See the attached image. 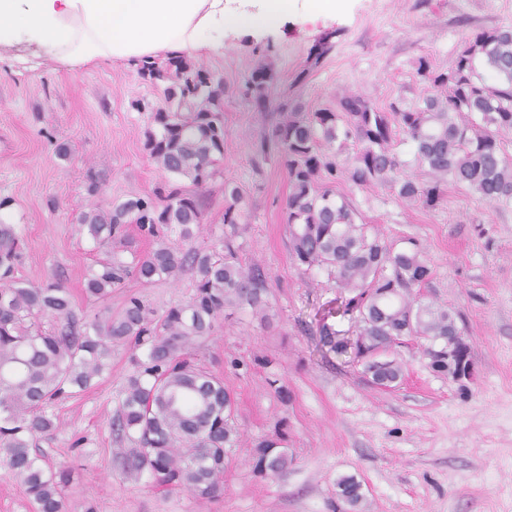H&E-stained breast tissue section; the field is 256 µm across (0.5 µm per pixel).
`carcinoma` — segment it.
<instances>
[{
  "mask_svg": "<svg viewBox=\"0 0 512 512\" xmlns=\"http://www.w3.org/2000/svg\"><path fill=\"white\" fill-rule=\"evenodd\" d=\"M140 78L161 91L164 104L151 108L153 128L145 149L165 178L152 194L108 209L87 203L78 217L97 249L108 258L91 269L85 292L102 303L93 318L76 314L70 294L58 283L33 286L15 276L18 238L0 224V465L15 473L33 512H65L70 470H47L34 449L54 428L48 408L88 389L109 369L112 346L131 343L133 371L111 422L112 431L135 447L119 451L128 477H146L165 494L185 490L201 500L224 493L227 449L237 439L236 401L224 379L195 362L192 352L210 336L226 311L251 309L261 325L274 327L269 277L259 265L243 268L235 244L243 213L237 188L224 185L221 251L192 246L202 223L209 184L224 158V81L183 54L143 61ZM416 74L429 90L408 105L396 100L385 110L350 92L336 107L306 112L297 102L279 106V118L257 145L277 154L288 174V249L306 272L324 271L344 296L318 324L322 356H344L361 366L373 386L396 387L403 366L391 353L408 337L423 341L428 367L453 377L461 363L448 361V346L463 334L458 313L422 301L418 289L432 270L417 247L383 238L332 184L346 180L360 189L389 185L407 203L434 209L448 185L484 200L512 204V162L500 133L512 130V27L477 32L465 39L454 65L438 70L418 61ZM272 73L252 71L246 92L266 102ZM404 135L415 161L430 180L403 175L406 162L395 151ZM353 155L343 157L348 143ZM152 243L132 248L127 226ZM176 231L185 249L167 243ZM128 252L131 261L119 257ZM195 274L193 293L159 315L141 296H127L116 312L107 305L112 289L134 277L149 285ZM340 317L356 336L328 322ZM285 431L277 427L252 449L253 472L277 475L293 462ZM336 496L356 509L363 495L353 476L336 482Z\"/></svg>",
  "mask_w": 512,
  "mask_h": 512,
  "instance_id": "1",
  "label": "carcinoma"
}]
</instances>
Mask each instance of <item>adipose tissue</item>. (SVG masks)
Masks as SVG:
<instances>
[{"label": "adipose tissue", "mask_w": 512, "mask_h": 512, "mask_svg": "<svg viewBox=\"0 0 512 512\" xmlns=\"http://www.w3.org/2000/svg\"><path fill=\"white\" fill-rule=\"evenodd\" d=\"M288 0H0V45L73 69L223 46L224 28L277 26Z\"/></svg>", "instance_id": "adipose-tissue-1"}]
</instances>
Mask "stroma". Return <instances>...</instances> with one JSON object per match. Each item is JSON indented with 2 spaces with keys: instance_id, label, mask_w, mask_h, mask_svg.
I'll return each mask as SVG.
<instances>
[{
  "instance_id": "1",
  "label": "stroma",
  "mask_w": 512,
  "mask_h": 512,
  "mask_svg": "<svg viewBox=\"0 0 512 512\" xmlns=\"http://www.w3.org/2000/svg\"><path fill=\"white\" fill-rule=\"evenodd\" d=\"M512 26V0H342L318 14L290 0L280 24L256 34L224 32L220 52L196 54L224 80L222 179L211 184L194 245L217 247L224 235V188H239L246 219L236 243L243 266L261 265L271 280L276 328L250 311L218 322L196 361L219 374L237 400V442L228 450L224 494L199 500L185 491L156 492L127 478L117 460L122 443L110 423L132 370L130 347H116L112 367L93 386L52 409L55 428L37 442L50 467L72 470L66 512H337L336 481L362 485L357 512H512V206L449 188L439 208L400 201L385 186L337 184L386 238L413 241L432 269L425 301L455 309L471 345L475 376L466 386L435 375L418 339L395 356L405 379L392 390L367 384L359 365L316 350L323 307L336 298L326 273H304L288 250V175L277 155L258 156L270 116L258 111L245 84L257 64L273 75L271 105L300 102L305 111L335 106L347 91L384 109L426 93L419 58L445 70L463 41L480 30ZM330 52L315 68L320 42ZM0 54V222L21 238L17 277L68 288L74 309L94 315L84 292L89 269L105 254L79 234L78 216L96 180L108 207L149 195L164 181L144 149L150 106L159 90L135 66L103 63L71 69L50 60L21 62ZM192 274L151 285L128 279L113 289L120 309L128 294L157 312L187 300ZM278 376L280 398L268 385ZM283 425L293 463L287 472H252L255 440Z\"/></svg>"
}]
</instances>
